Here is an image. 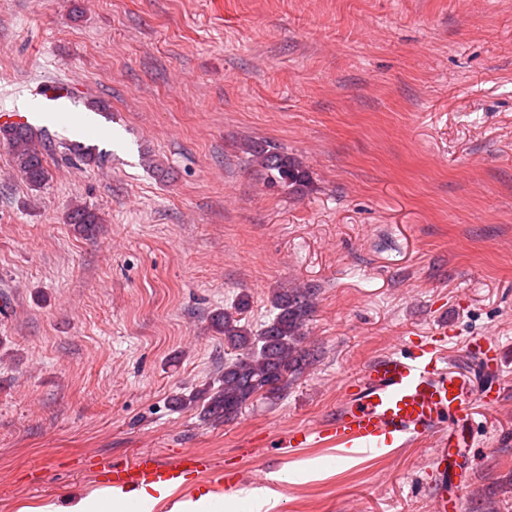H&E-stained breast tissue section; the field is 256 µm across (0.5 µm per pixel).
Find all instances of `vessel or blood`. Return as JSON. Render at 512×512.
Instances as JSON below:
<instances>
[{
	"label": "vessel or blood",
	"instance_id": "obj_1",
	"mask_svg": "<svg viewBox=\"0 0 512 512\" xmlns=\"http://www.w3.org/2000/svg\"><path fill=\"white\" fill-rule=\"evenodd\" d=\"M479 364L498 373L497 339L483 337ZM447 329L430 336L404 338L397 351L376 356L356 377L347 379L335 413L320 427H296L285 435V446L306 448L321 444L346 450L383 453L410 442L426 441L444 463L433 488L432 512H455L469 482L471 454H451L458 440L453 428L472 421L474 380L470 374L448 369ZM100 486L135 498L147 492L188 491L192 480H207L212 493L233 488L238 478L222 473L209 455L185 451L166 461L152 452L115 461L102 455L94 463Z\"/></svg>",
	"mask_w": 512,
	"mask_h": 512
}]
</instances>
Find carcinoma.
<instances>
[{"label":"carcinoma","mask_w":512,"mask_h":512,"mask_svg":"<svg viewBox=\"0 0 512 512\" xmlns=\"http://www.w3.org/2000/svg\"><path fill=\"white\" fill-rule=\"evenodd\" d=\"M0 139L10 147L14 164L27 182L44 185L48 180L45 147L35 134L27 128H0ZM253 155L271 183L296 191L307 184V171L288 154L257 146ZM68 221L80 225L90 235L103 223L96 211L81 205L71 209ZM248 307V297L242 295L233 307L214 315L213 326L224 334V346L233 352L224 362L222 383L179 400L181 404H199L209 419H234L258 397L279 394L310 364L311 353L304 346V326L315 308L312 289L288 288L276 292L275 313L256 331L241 323Z\"/></svg>","instance_id":"1"}]
</instances>
